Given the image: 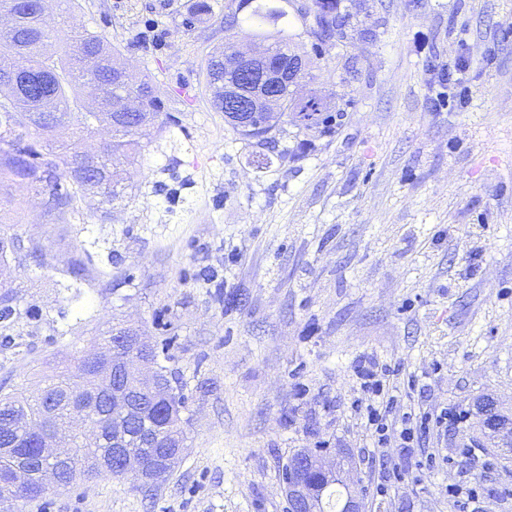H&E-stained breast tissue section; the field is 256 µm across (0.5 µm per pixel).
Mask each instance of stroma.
Returning <instances> with one entry per match:
<instances>
[{
    "instance_id": "35a3bbf8",
    "label": "stroma",
    "mask_w": 512,
    "mask_h": 512,
    "mask_svg": "<svg viewBox=\"0 0 512 512\" xmlns=\"http://www.w3.org/2000/svg\"><path fill=\"white\" fill-rule=\"evenodd\" d=\"M343 114L332 137L286 126L240 140L204 87L242 0H51L55 28L104 33L172 116L126 174L123 199L79 202L68 223L41 194L0 188V229L25 248L0 282L19 314L0 328V386L35 391L116 323L141 327L186 397L187 449L168 480L49 486L25 512H287L283 470L309 450L351 462L364 512H463L446 488L507 512L512 453L480 432L478 397L512 412V0H338L346 38L318 43L314 0H263ZM483 66L464 111L430 66ZM88 267L68 293L66 260ZM398 366L401 411L464 412L425 436L447 462L379 496L354 359Z\"/></svg>"
}]
</instances>
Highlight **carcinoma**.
Segmentation results:
<instances>
[{
	"label": "carcinoma",
	"instance_id": "carcinoma-1",
	"mask_svg": "<svg viewBox=\"0 0 512 512\" xmlns=\"http://www.w3.org/2000/svg\"><path fill=\"white\" fill-rule=\"evenodd\" d=\"M315 4V25L306 33L321 41L344 37V21L336 16V0H315ZM251 16L261 26L276 23L286 12L258 4ZM254 39L274 62L286 63L292 56L288 37L279 30L258 32ZM237 56L238 48L225 43L208 58L205 81L213 108L224 113L241 139L266 147L276 142L287 123L299 130L334 132L342 113L331 112L315 94L298 99L286 92L277 108L259 112L247 123L225 111L224 73L236 63ZM121 64L119 53L101 33L86 30L69 35L49 29L42 19L39 0H19L14 25L0 31V90L8 88V94L0 93V135L10 137L8 150L0 152V187L5 183L27 184L40 193L44 187H51L53 200L47 214L56 224L66 223L74 204L87 196L100 195L106 202L122 197L126 190L124 171L137 163L140 151L160 136L167 123L161 118L162 101L146 79L135 86L140 113L133 124L115 120L118 113L125 111L126 83ZM93 79L102 82V101L99 108L88 110L83 104V87ZM26 81L41 88L40 96L30 93L24 85ZM66 122L74 124V131L69 140L60 141L57 131ZM103 124L110 128L109 139L95 152L84 149V139ZM21 248L18 236L0 234V262L18 254ZM13 301L12 294L0 292L1 325L15 314ZM133 332L129 325L111 328L77 359L79 375H72L64 363L47 377L37 394L0 390V448L4 449L0 453V472L20 464L6 448L11 446L17 430L28 432L23 424L16 430L11 428L7 419H30L42 429L50 427L57 432L70 427L74 414L67 402L69 393L92 389L96 367L117 349L114 336ZM176 390L171 405L141 391L144 416L134 415L126 421L127 443L132 452L160 458L175 451L178 444L186 443L181 417L185 396L181 385H176ZM83 420L93 425L94 439L74 438L70 457L61 463L42 459L40 448L31 444L26 448L28 465L55 467L61 485L78 479L116 478L120 466L112 460L108 401L101 400Z\"/></svg>",
	"mask_w": 512,
	"mask_h": 512
}]
</instances>
